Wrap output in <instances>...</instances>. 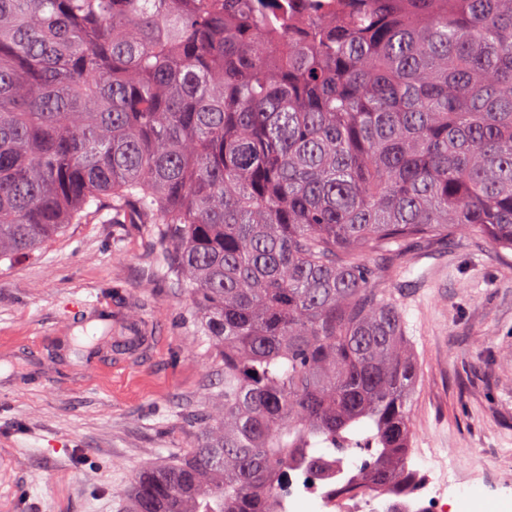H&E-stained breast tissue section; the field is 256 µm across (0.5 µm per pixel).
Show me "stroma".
<instances>
[{
    "instance_id": "obj_1",
    "label": "stroma",
    "mask_w": 512,
    "mask_h": 512,
    "mask_svg": "<svg viewBox=\"0 0 512 512\" xmlns=\"http://www.w3.org/2000/svg\"><path fill=\"white\" fill-rule=\"evenodd\" d=\"M155 248L106 209L0 263V512H125L137 473L194 445L224 364ZM401 252L377 284L417 360L412 445L453 456L465 512H512V253L468 232Z\"/></svg>"
}]
</instances>
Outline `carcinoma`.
Masks as SVG:
<instances>
[{"instance_id":"1","label":"carcinoma","mask_w":512,"mask_h":512,"mask_svg":"<svg viewBox=\"0 0 512 512\" xmlns=\"http://www.w3.org/2000/svg\"><path fill=\"white\" fill-rule=\"evenodd\" d=\"M127 207L224 360L128 512H274L345 443L344 491L409 485L417 363L375 281L464 230L512 252V0H0V261Z\"/></svg>"}]
</instances>
